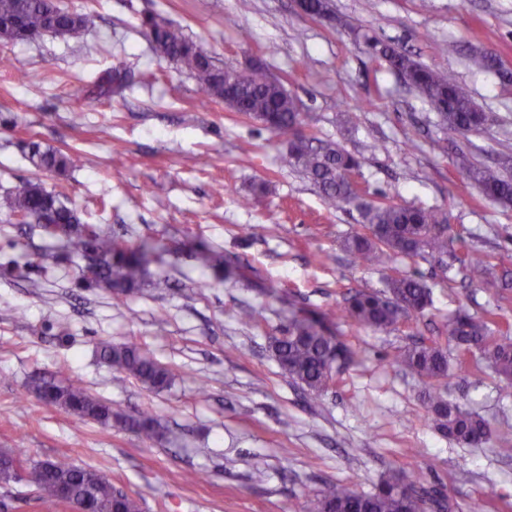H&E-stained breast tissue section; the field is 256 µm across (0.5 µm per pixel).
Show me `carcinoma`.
Segmentation results:
<instances>
[{"instance_id":"cac0c4a2","label":"carcinoma","mask_w":512,"mask_h":512,"mask_svg":"<svg viewBox=\"0 0 512 512\" xmlns=\"http://www.w3.org/2000/svg\"><path fill=\"white\" fill-rule=\"evenodd\" d=\"M96 15L62 8L58 0H0V42H28L46 35L57 34L75 41L95 27ZM155 49L193 74L201 94L208 100L224 97V86H233L236 111L259 122L262 126L288 135V144L281 156L282 166L303 173L319 189L324 202L331 208L350 204L358 190L347 175L360 168L359 159L333 142L314 143L302 131L298 99L281 84L269 80L267 69L257 67L245 75L224 71L194 41L179 29L148 18L143 21ZM381 56L389 67L404 76L437 111L441 118L442 145H454L460 136L476 131L496 121L482 111L456 83L452 74L426 66L412 56L389 46L380 47ZM29 159L40 170L65 173L81 167L88 158L79 153L43 149L34 143ZM459 169L488 198L512 203V159L503 158L497 165L477 163L471 153L462 149L456 153ZM11 215H22L36 221L48 208L54 212L53 224L44 226L67 257L86 259L91 254L103 258L95 286L127 292L139 281L143 263L148 260L150 247L115 250L112 237L104 235L90 224L81 222L77 212L66 206L60 196L45 190L39 181L17 183L4 198ZM366 232L342 241V247L353 255L362 267H372L394 256L415 258L428 255L443 258L453 237L448 234V217L430 208L404 205L395 201H371L359 205ZM470 281L491 286L487 279L486 262L477 251L467 253L463 260ZM432 303L431 291L420 279L398 274L388 279L386 292L357 291L346 299L344 317L364 329L385 330L401 317L423 313ZM332 314L318 319L292 314L287 335L275 337L272 355L280 369L308 391L321 394L333 382L336 370L334 356L350 359L354 352L337 337L328 333L325 322ZM448 341L463 353H480L491 369L512 389V336H493L490 321L471 315L464 309L448 318ZM102 360L109 366L126 372L146 388L159 391L171 385L170 369L132 343L103 342L99 346ZM391 361L408 368L424 380L429 388L424 393L428 415L433 427L442 436L458 444H470L495 434L488 421L448 399L437 383L452 376L447 349L437 343H419L395 354ZM49 384L41 380L34 392L46 405L59 406L66 412L102 427L112 425L114 411L107 402L89 394L81 384L54 383L57 393L43 394ZM127 426L146 437L160 435L155 420L148 416L131 418ZM29 483L34 499L57 500V487H69L72 501L90 497L96 512H139L137 502L112 486L100 472L79 468L64 459L38 463L30 467ZM423 499L404 480L387 479L369 492H359L340 483H327L309 499V512H421Z\"/></svg>"}]
</instances>
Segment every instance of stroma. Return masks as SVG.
<instances>
[{
  "label": "stroma",
  "instance_id": "obj_1",
  "mask_svg": "<svg viewBox=\"0 0 512 512\" xmlns=\"http://www.w3.org/2000/svg\"><path fill=\"white\" fill-rule=\"evenodd\" d=\"M98 22L63 36L0 43V197L21 179L60 194L82 221L127 248L153 252L139 290L79 283L38 224L0 205V448L28 463L67 457L105 475L140 512H307L329 482L371 491L398 476L434 488L450 512L512 503V395L486 366L467 362L452 397L484 416L494 436L455 443L426 420L422 382L391 364L412 343L446 341L460 307L512 331V205L483 196L436 151L440 118L387 63L376 38L451 71L495 124L461 140L474 159L512 156V0H330L343 25L301 13L295 0H60ZM170 23L218 63L260 60L302 103L303 127L359 156L366 198L437 208L455 241L446 263L425 256L356 266L342 240L361 231L354 206L330 210L311 181L283 169L288 138L205 100L196 79L160 57L144 16ZM497 55L485 69L474 55ZM124 74L112 97L101 77ZM78 151L92 166L36 169L30 143ZM266 181V194L251 186ZM277 225L269 235L265 226ZM481 252L491 287L458 259ZM223 263L203 265L201 253ZM421 278L433 304L373 332L331 318L355 356L326 392L296 384L272 356L291 313H333L389 275ZM249 313L242 322L241 313ZM132 342L175 375L160 392L108 367L100 342ZM76 381L114 411L154 417L163 440L120 424L103 428L31 392L34 378ZM420 449L417 457L407 456Z\"/></svg>",
  "mask_w": 512,
  "mask_h": 512
}]
</instances>
